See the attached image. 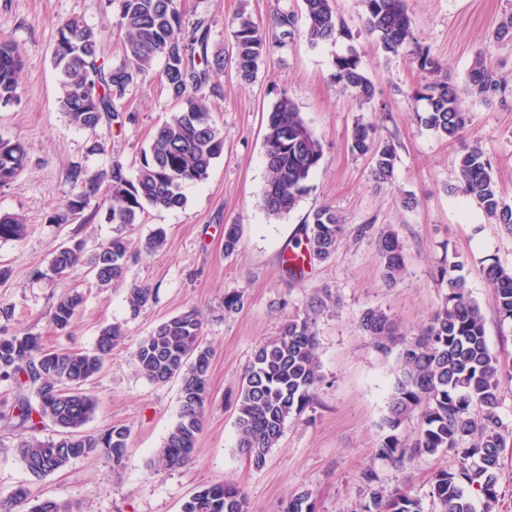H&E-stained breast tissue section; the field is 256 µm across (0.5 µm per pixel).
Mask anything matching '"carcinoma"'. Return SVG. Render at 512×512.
Here are the masks:
<instances>
[{
	"instance_id": "carcinoma-1",
	"label": "carcinoma",
	"mask_w": 512,
	"mask_h": 512,
	"mask_svg": "<svg viewBox=\"0 0 512 512\" xmlns=\"http://www.w3.org/2000/svg\"><path fill=\"white\" fill-rule=\"evenodd\" d=\"M361 2L366 30L382 52L388 57L404 53L415 40L406 0ZM118 3V25L124 32V58L118 66L106 64L99 56L103 30L77 17L59 24L52 61L61 112L81 129L112 123L119 118L117 102L152 74L158 58L164 61L161 79L177 111L154 132L134 177L127 176L119 159L112 160L108 170L88 173L77 169L71 174L70 197L50 216L56 224L71 223L80 218L89 196L103 190L110 197L107 219L116 225L112 238L90 254L81 241L60 246L49 266L53 275L62 277L85 265L100 287L126 283L129 262L140 248L124 230L138 223L145 207H182L184 186L204 179L212 162L224 152V129L215 123L204 93L212 74L224 70L222 53L208 55V26L198 23L180 39V0ZM301 13L304 37L312 45L349 34L333 0H302ZM269 50L270 43L257 23L251 16L240 14L231 56L237 77L243 82L256 78ZM415 56L419 69L433 76L420 96L426 107L418 119L445 140L463 137L470 122L465 98L487 101L509 93L506 80L487 66L480 52L463 88L440 78L445 68L429 50L421 48ZM22 67L18 48L1 35L0 101L18 98ZM331 80L362 105L375 96V86L353 49L336 57ZM264 146L267 176L261 206L268 214L280 217L291 212L309 191L322 146L285 95L267 112ZM351 150L370 156L377 184L392 182L395 149L377 136L374 125L359 123L354 127ZM25 162V149L19 140L0 138V186L15 178ZM457 182V189L475 200L490 223L512 233V203L504 198L479 144L467 147L460 156ZM27 232L19 217L0 215V240L20 241ZM344 234L345 225L334 210L318 209L304 238L297 240L284 260L288 275L295 278L311 261L328 259ZM238 243L239 225H224V252L233 253ZM378 251L384 280L391 285L404 268L402 248L392 229L379 233ZM456 268L455 263L437 268L438 280L448 288L444 303L416 336L400 341L398 374L376 458L403 469L421 456L447 453L455 464L432 477L429 498L434 512H474V494L483 499L484 512H492L498 502L502 452L512 437L497 412L498 391L500 377L512 370V364L491 352L484 317L464 281L455 275ZM483 273L494 288L499 317L512 321V273L494 261L483 268ZM153 298L154 290L146 284L133 283L127 288V303L134 315ZM82 304L81 293L63 294L52 313L56 327L66 328ZM360 326L380 351L387 350L397 336L394 322L380 309L364 310ZM202 336L200 315L188 308L159 323L133 352L139 371L150 382L180 380L179 418L155 456V463L163 469L188 465L203 429L212 353ZM123 337L120 325L108 324L99 330L93 351L53 352L43 347L40 336L0 325V381H12L16 388L17 412L11 418L32 432L47 421L58 428L56 438L40 440L32 435L18 446L20 459L33 476L45 477L76 458L97 452L112 460L113 467L121 466L130 429L112 426L98 434H86L82 427L95 409V400L84 386L102 370ZM319 381L313 318L292 315L277 336L257 347L243 378L236 417L237 449L251 465L259 468L265 464L288 419L306 407ZM31 394L36 398L34 404ZM418 409L422 410L419 428L408 434L403 426ZM360 481L364 497L352 512H426L422 500L407 490L399 486L387 489L374 467L365 469ZM28 503L30 491L21 486L0 503V512H14ZM181 512H247L246 500L237 487L215 484L196 491L183 503ZM282 512H315L312 492H297Z\"/></svg>"
}]
</instances>
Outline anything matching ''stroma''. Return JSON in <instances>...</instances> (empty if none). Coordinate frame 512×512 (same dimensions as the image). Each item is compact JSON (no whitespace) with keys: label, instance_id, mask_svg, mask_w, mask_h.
I'll return each mask as SVG.
<instances>
[{"label":"stroma","instance_id":"35a3bbf8","mask_svg":"<svg viewBox=\"0 0 512 512\" xmlns=\"http://www.w3.org/2000/svg\"><path fill=\"white\" fill-rule=\"evenodd\" d=\"M335 6L351 38L313 46L299 33L273 45L254 81H240L229 62L223 74L212 77L205 93L224 129V152L203 180L185 186L183 207L146 208L140 223L128 228L136 243L160 226L167 233L161 250L139 254L128 271V281L155 290L152 303L134 316L125 288L97 287L86 268L62 278L45 274L60 245L82 241L91 249L111 237L105 194L90 197L74 222L55 224L50 217L69 197L74 169L106 170L117 158L135 175L143 150L176 105L154 77L121 101L123 125L74 127L58 106L51 60L56 30L71 17L104 28L101 55L107 64H120L116 0H0V35L18 47L24 61L18 100L0 104V138L20 139L27 153L21 173L0 186V214L21 216L28 226L23 240H0V306L12 309L11 327L39 335L50 350L92 351L102 326L121 324L124 340L88 384L97 407L85 430L123 425L131 431L120 468L92 454L35 479L17 454L28 433L10 419L15 390L0 381V497L22 485L32 498L66 503L71 512H181L201 487L226 483L243 490L248 512H279L303 489L312 491L316 512H346L360 498V474L367 467L379 470L387 488L403 483L424 499L434 472L453 465L445 454L421 457L404 470L376 459L399 350L378 351L359 320L365 309L378 308L403 337L414 336L447 292L437 280L438 266L459 262L483 314L491 351L512 361V323L500 320L494 290L482 273L493 261L512 269V235L488 223L476 202L456 188L462 149L476 140L512 201V95L503 101L466 99L471 122L463 139L438 137L416 117L429 74L409 54L385 56L365 30L360 0H336ZM300 7L301 0H181L184 29L205 21L210 51L227 54L239 13L250 14L272 37L279 33L275 16ZM407 7L419 43L446 63L449 82L464 85L480 52L512 85V41L492 37L494 26L512 14V0H407ZM351 48L376 87L374 100L363 108L330 80L336 55ZM284 94L319 138L323 155L308 194L276 218L262 209L260 195L266 114ZM359 122L376 124L379 137L393 143L392 184L377 185L369 158L351 152ZM96 141L104 143V151L91 152ZM407 195L416 198V207H403ZM324 206L338 213L346 234L329 259L306 265L304 279H289L283 260ZM228 224L240 228L238 248L229 255L224 252ZM387 226L397 233L404 257V272L391 286L375 246L378 229ZM72 288L82 290L84 303L60 330L51 313ZM230 294L241 296L239 310L225 311ZM317 296L326 305L315 310L311 302ZM191 307L201 314L203 341L212 350L206 423L193 462L164 470L153 459L179 417L180 382L148 381L133 350L157 324ZM308 312L315 321L322 380L258 469L236 449L243 375L260 343L277 335L288 316Z\"/></svg>","mask_w":512,"mask_h":512}]
</instances>
